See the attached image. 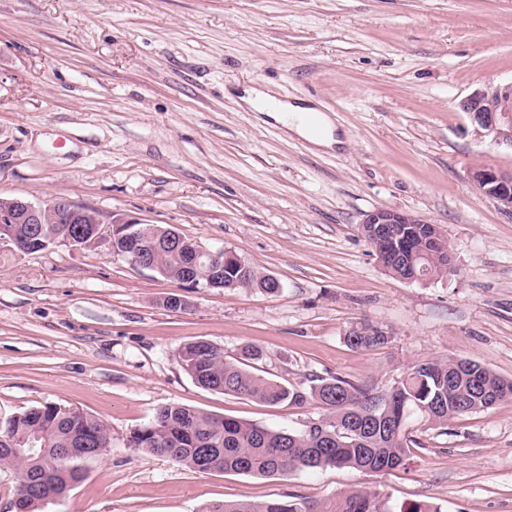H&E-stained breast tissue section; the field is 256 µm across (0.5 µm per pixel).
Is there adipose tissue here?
<instances>
[{"instance_id":"obj_1","label":"adipose tissue","mask_w":512,"mask_h":512,"mask_svg":"<svg viewBox=\"0 0 512 512\" xmlns=\"http://www.w3.org/2000/svg\"><path fill=\"white\" fill-rule=\"evenodd\" d=\"M246 102L253 111L266 114L315 145L330 147L336 142L331 120L315 108L286 104L270 93L254 89L248 91Z\"/></svg>"}]
</instances>
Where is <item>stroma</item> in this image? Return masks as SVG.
<instances>
[{"label": "stroma", "mask_w": 512, "mask_h": 512, "mask_svg": "<svg viewBox=\"0 0 512 512\" xmlns=\"http://www.w3.org/2000/svg\"><path fill=\"white\" fill-rule=\"evenodd\" d=\"M512 81V0H0V197L63 196L132 214L276 277L279 294L188 288L108 246L0 250V417L51 402L104 420L112 446L39 512H205L221 501L375 491L442 512H512V402L430 428L407 464L286 476L199 472L128 447L167 404L300 427L316 401L270 405L199 386L175 354L205 340L251 372L378 392L413 365L470 359L512 379V213L475 166L512 150L458 103ZM247 86L330 115L318 148L242 107ZM376 208L438 225L454 272L391 277L361 235ZM370 322L387 345L349 346Z\"/></svg>", "instance_id": "obj_1"}]
</instances>
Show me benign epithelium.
I'll return each instance as SVG.
<instances>
[{
  "label": "benign epithelium",
  "mask_w": 512,
  "mask_h": 512,
  "mask_svg": "<svg viewBox=\"0 0 512 512\" xmlns=\"http://www.w3.org/2000/svg\"><path fill=\"white\" fill-rule=\"evenodd\" d=\"M460 109L472 124L491 136L495 144L512 148V81L474 90L460 102ZM471 179L481 194L496 200L504 210L512 213V172L478 165L473 169ZM142 223L144 220L138 217L114 214L111 227L107 228L95 208L68 198L53 197L33 203L20 198L1 197L0 249L15 252L11 237L5 236L8 224H89L92 240L82 243L80 238L68 236L61 244L76 249L104 244L112 249V253L125 258L127 254L117 249L120 243L130 250L132 258L129 262L132 265L157 272L159 267L153 260L155 246L148 242ZM366 224L369 225L372 248L379 264L401 265L405 273L401 280L405 282L422 280L418 272L420 255L405 249L404 240L420 234L428 220L413 212L376 208L365 214L361 225ZM171 239L193 246L198 257L209 260L218 276L224 275L226 263L242 270L250 269L231 249L208 250L177 230L173 231Z\"/></svg>",
  "instance_id": "7a95c632"
}]
</instances>
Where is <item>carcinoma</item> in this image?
Masks as SVG:
<instances>
[{
    "mask_svg": "<svg viewBox=\"0 0 512 512\" xmlns=\"http://www.w3.org/2000/svg\"><path fill=\"white\" fill-rule=\"evenodd\" d=\"M64 229L63 224L7 225L14 248L24 254L43 249L45 241ZM157 258L162 272L175 281L191 275L207 282L209 266L188 268L191 257L187 253L164 247ZM258 280L252 272L244 275L238 269L224 268L226 287L249 288ZM347 340L364 350L388 343L380 327L370 323L350 329ZM176 359L193 380L210 390L272 405L302 406L314 399L324 407V414L307 425L270 428L187 406L165 405L130 435L129 447L200 472L267 477L327 467L370 472L396 469L405 465L410 448L418 445L407 429L410 415L446 425L512 401V380L476 361L474 371L463 375L453 369L450 359L418 363L383 397L340 377L322 379L307 391L290 388L226 360L224 349L203 340L183 345ZM31 434L38 437V452L18 454L17 441ZM111 445L110 429L103 420L53 403L0 418V465L15 470L14 505L23 512H37L39 506L63 498L84 478V463L97 458L92 449ZM206 512H441V508L429 501L393 508L379 493L355 489L324 501L295 496L262 502L223 501Z\"/></svg>",
    "mask_w": 512,
    "mask_h": 512,
    "instance_id": "cac0c4a2",
    "label": "carcinoma"
}]
</instances>
